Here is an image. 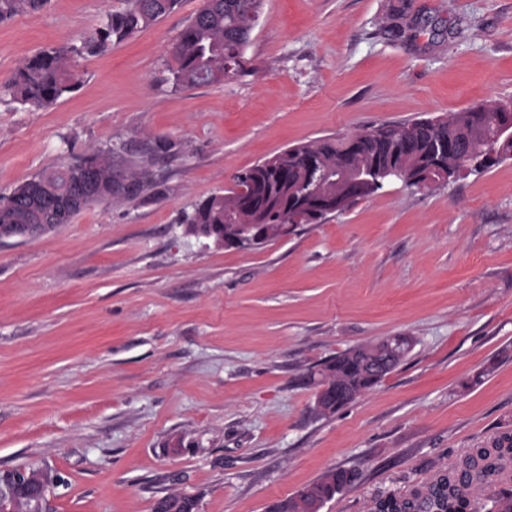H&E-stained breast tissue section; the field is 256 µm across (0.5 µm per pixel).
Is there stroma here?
<instances>
[{"instance_id": "obj_1", "label": "stroma", "mask_w": 512, "mask_h": 512, "mask_svg": "<svg viewBox=\"0 0 512 512\" xmlns=\"http://www.w3.org/2000/svg\"><path fill=\"white\" fill-rule=\"evenodd\" d=\"M199 3L76 59L82 84L54 106L0 103V196L93 149L154 174L0 242V469H56L54 512H153L170 493L270 512L350 468L322 512H365L512 430V159L388 184L258 249L183 216L286 147L512 101V0H265L251 71L177 90L166 59ZM402 4L401 36L382 34ZM123 6L47 0L0 23V85ZM397 334L415 344L394 372L315 412L312 371Z\"/></svg>"}]
</instances>
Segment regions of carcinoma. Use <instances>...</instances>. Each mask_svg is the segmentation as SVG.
I'll use <instances>...</instances> for the list:
<instances>
[{
    "mask_svg": "<svg viewBox=\"0 0 512 512\" xmlns=\"http://www.w3.org/2000/svg\"><path fill=\"white\" fill-rule=\"evenodd\" d=\"M126 6L108 14L96 36L82 40L67 49H44L23 59L8 83L0 86V95L8 102L34 108H49L66 94L76 90L80 75L74 68L75 58L103 51L112 43L133 37L157 23L179 4L180 0H125ZM265 0H201L200 7L179 33L170 51L168 65L174 88L222 84L249 73L250 59L246 50L253 26L250 18L263 11ZM45 0H0V21H6L23 10L37 11ZM236 58L233 70L226 69V59ZM512 109V102H490L471 107L439 122L435 131L425 120L410 123L381 124L377 134L363 128L354 133L360 144L351 154L346 139L326 137L282 150L285 158L269 167H252L236 176L257 185L258 194L251 200L234 190L212 195L197 203L185 214L186 232L196 234L200 226L214 224L228 236L253 234L254 225L293 221L295 210L288 207V190L301 184H312L316 177L308 172L306 160L317 169L333 168L353 158L357 161L378 159L405 169L404 184L419 188L429 185L427 174L435 168L449 173L461 170L470 161L474 169L486 168L480 161L484 140L495 134L500 113ZM473 137L477 153L463 158L454 152L436 157L434 140L451 142ZM124 182L128 194L137 195L152 183L146 168L130 172L117 171L97 151H89L62 162L50 171L19 185L13 193L0 197L5 203L0 222L3 224H69L82 210L112 199V184ZM236 216L233 224H224V215ZM411 336H388L377 342L359 345L326 361L317 372L316 386H329L338 392L336 398L325 397L316 411L328 416L359 396L372 390L383 376L370 372V359L394 358V350L410 353ZM512 463V432L503 431L488 444L472 448L450 470L435 473L422 488L409 496L387 493L373 498L367 512H512V491L501 488L485 501L470 496L474 483L489 486L501 483L507 465ZM357 480V473L347 469L327 472L309 485L311 499L301 503L291 495L275 506L273 512H309L334 498L333 490L347 487ZM184 495L170 494L155 504L154 512H190Z\"/></svg>",
    "mask_w": 512,
    "mask_h": 512,
    "instance_id": "cac0c4a2",
    "label": "carcinoma"
}]
</instances>
